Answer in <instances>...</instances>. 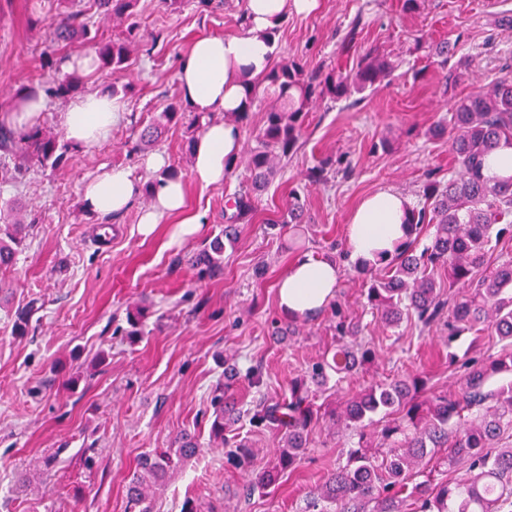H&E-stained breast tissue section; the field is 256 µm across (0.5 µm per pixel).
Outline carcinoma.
<instances>
[{"instance_id":"cac0c4a2","label":"carcinoma","mask_w":512,"mask_h":512,"mask_svg":"<svg viewBox=\"0 0 512 512\" xmlns=\"http://www.w3.org/2000/svg\"><path fill=\"white\" fill-rule=\"evenodd\" d=\"M79 2L48 0L53 12L51 38L63 44L79 34L96 45L100 69H109L117 77L125 75L142 40L138 0H93L96 9L125 25L113 38L92 33L90 13L73 8ZM395 68L389 59L371 52L349 73L323 68L310 72L306 64L295 60L269 69L262 81L272 90L274 103L265 111L264 124L246 158L249 189L234 197L229 223L194 258L199 277L220 271L224 242L236 239L237 225L248 222L254 211L255 193L275 177L280 162L298 149L313 105L373 90ZM80 86L79 76L68 74L55 80L49 93L64 99ZM258 93L259 82L248 83L246 108L229 117L239 125L246 122ZM183 119L182 101L172 100L144 128L131 151L156 145L163 130ZM425 135L448 137L459 171L446 180L429 178L423 187L426 205L412 210L407 220V239L391 256L358 266L368 276V306L389 327L412 318L428 330L444 325L450 342L465 331L487 330L501 348L473 364L465 386L456 394L428 393L426 381L414 377L375 383L342 397V407L332 413L333 420L359 427V441L348 450L346 464L328 474L310 494L312 509L324 502L333 507L332 512H366L371 503L373 512H502L512 503V445H501L503 439H512V380L495 388L489 385L496 375H512V257L489 270L484 268L492 240L512 239V177L492 182L483 174L485 156L501 141H512V73L506 71L458 98L448 121L431 126ZM67 154L61 136L39 126L25 134L0 126V184L22 182L31 164L59 170L66 165ZM340 164V158L325 159L311 167L306 178L324 182L329 170ZM279 223H304L297 192L290 193ZM26 228L19 208L10 203L0 207L1 269L13 265L25 248ZM423 233L428 234L429 243L421 247ZM439 269L448 273L446 291L435 279ZM146 315L147 308L141 304L127 309L121 332L138 340ZM331 315L336 317L339 336L336 348L311 366L308 378L291 381L288 393L256 401L250 422L281 434L283 445L274 463L250 479L249 495L269 493L312 443L324 413L315 404L308 382L348 375L356 357L373 358L374 350L357 342L363 324L349 319L339 303L331 307ZM229 388L220 381L213 389L211 437L216 446L228 448L231 461L246 465L253 456L251 445L225 436L241 417ZM380 412L383 416L374 420ZM173 444V448L155 449L139 457L128 485V512H152L147 489L200 453L187 436L175 438ZM433 460L436 466L449 469L464 463L467 473L448 481L430 471L424 481L413 482L420 475L417 468Z\"/></svg>"}]
</instances>
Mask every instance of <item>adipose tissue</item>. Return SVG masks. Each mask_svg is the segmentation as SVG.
Returning a JSON list of instances; mask_svg holds the SVG:
<instances>
[{"mask_svg":"<svg viewBox=\"0 0 512 512\" xmlns=\"http://www.w3.org/2000/svg\"><path fill=\"white\" fill-rule=\"evenodd\" d=\"M318 0H246V32L240 37H202L182 59L177 79L192 109L213 113V120L197 138L192 155V178L204 187L225 181L224 163L237 156L241 130L228 120L241 111L245 82L261 77L270 67V33L288 13L307 14ZM124 105L106 93H90L70 102L64 124L68 139L89 148L104 140L121 121ZM140 176L124 168H107L82 186L84 206L99 215H119L141 194ZM186 184L182 178H162L153 189V201L140 218L139 229L151 235L162 218L180 215L171 239L179 242L201 227L197 215H184ZM414 200L387 188L365 197L347 226L348 254L353 261L374 260L376 253L394 251L407 237L405 220ZM339 269L334 262L309 251L296 253L278 284V308L284 316L307 320L325 310L336 297Z\"/></svg>","mask_w":512,"mask_h":512,"instance_id":"obj_1","label":"adipose tissue"}]
</instances>
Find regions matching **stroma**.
<instances>
[{"label": "stroma", "mask_w": 512, "mask_h": 512, "mask_svg": "<svg viewBox=\"0 0 512 512\" xmlns=\"http://www.w3.org/2000/svg\"><path fill=\"white\" fill-rule=\"evenodd\" d=\"M245 2L211 0L204 7L186 0L174 10L161 0H138L153 41L133 61V88L120 96L126 112L111 137L89 150L70 148L62 170L35 167L22 183L0 186V203L17 200L33 218L16 265L0 269V512H127V485L138 458L170 447L184 432L203 452L150 490L153 512H180L188 497L223 512H303L311 490L345 464L357 440L353 429L324 422L275 489L248 498L243 486L249 473L269 466L280 435L245 420L236 424V434L255 448L247 469L210 441L211 394L225 361L238 369L235 400L247 404L261 394L286 392L292 378L336 344L329 312L291 321L278 309L277 283L294 252L287 229L270 221L293 189L307 215L300 227L306 250L339 261L336 299L347 315L362 320L363 341L377 348L375 359L342 384L317 389V404L414 375L434 390L456 393L467 362L489 352L487 337L471 332L452 342L441 326L423 335L407 322L388 328L375 320L362 276L347 257L346 226L368 194L392 187L420 202L430 171H457L447 139L425 132L447 119L455 99L512 70V28L506 24L512 0H421L412 14L401 0H318L310 14L283 18L272 65L299 60L346 72L373 50L396 69L375 91L312 108L299 148L257 195L250 222L226 246L224 268L214 277L198 279L188 260L226 224L225 199L249 185L250 173L242 166L222 186L198 185L187 126L169 129L155 150L186 183V211L202 217L196 235L171 244L174 215L151 236L141 235L139 217L151 205L143 197L113 219L84 209L81 186L101 167L154 179L142 165L144 153L132 152V145L152 114L177 96L178 67L191 44L244 33L239 16ZM42 13L41 0H0V102L19 88H36L35 72L51 77L56 58L67 57L59 70L68 74L72 60L94 51L81 38L54 45L47 28L34 23ZM353 27L358 33L349 44ZM443 41L452 46L444 67L431 52ZM453 69L463 73L455 83L448 80ZM339 156L349 172L329 174L324 184L305 181L319 160ZM139 302L149 315L142 340L132 345L119 330L125 308ZM25 310L28 331L18 336L14 323ZM256 366L264 376L259 390L247 377ZM54 452L60 464L42 470L40 460ZM20 475L27 478L21 487Z\"/></svg>", "instance_id": "35a3bbf8"}]
</instances>
